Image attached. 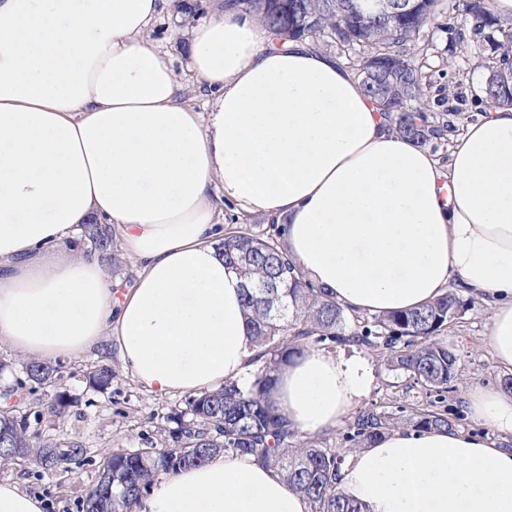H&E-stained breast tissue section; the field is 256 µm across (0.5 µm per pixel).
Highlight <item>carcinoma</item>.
I'll return each mask as SVG.
<instances>
[{
    "mask_svg": "<svg viewBox=\"0 0 512 512\" xmlns=\"http://www.w3.org/2000/svg\"><path fill=\"white\" fill-rule=\"evenodd\" d=\"M352 0H252L256 14L285 39L324 38L342 54L357 55L354 67L366 95L391 121L397 133L421 145L441 137L448 122L434 125L425 96L424 75L414 57L422 52L416 36L435 18L440 0H423L418 12L396 21L360 17ZM466 14L475 22L474 34L499 28L496 61L491 71L498 83L483 88L481 101L492 107H512V29L487 7L485 0H468ZM386 66L385 82L366 78L375 64ZM90 248L122 264L115 249L114 230L107 224L84 225ZM224 261L244 280L248 324L260 351L249 363L261 362L246 384L226 381L216 391L189 397L184 410L173 417L171 448H137L111 453L97 485L84 502V512H132L133 504L153 479L195 464L219 453L249 455L278 469L306 495L312 512H364L357 503L338 493L336 481L344 461L339 448L292 428L271 401L281 366L304 349L319 344L353 342L381 350L387 365L441 394L453 389L458 357L443 340L448 324L465 313L468 303L449 291L421 308L386 315L350 314L316 288L288 257L284 229L258 235L235 230L224 232ZM30 390H55L47 402L32 406L35 422L44 415L61 418L71 406L67 393L58 390L61 366L28 361ZM90 384L100 390L112 384V367L94 365ZM29 416L0 409V465L13 463L15 448L43 470L65 467L87 454L76 440L60 441L29 431ZM454 421L444 410L421 409L409 416L395 411L365 408L349 422L345 444L351 450L367 448L395 428L451 430Z\"/></svg>",
    "mask_w": 512,
    "mask_h": 512,
    "instance_id": "obj_1",
    "label": "carcinoma"
}]
</instances>
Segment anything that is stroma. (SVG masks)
Masks as SVG:
<instances>
[{"instance_id":"stroma-1","label":"stroma","mask_w":512,"mask_h":512,"mask_svg":"<svg viewBox=\"0 0 512 512\" xmlns=\"http://www.w3.org/2000/svg\"><path fill=\"white\" fill-rule=\"evenodd\" d=\"M442 27L424 29L419 37L427 45L426 55L419 62L427 76L429 102L445 101L447 106L461 105L468 118L484 111L479 101L482 87L492 64L494 53L490 39H476L470 34L463 0H444ZM213 0H193L189 10L165 7L150 33L163 51L168 52L176 72H184L185 31L208 18ZM489 309L480 301H472L468 310L455 320L444 336L458 356L460 379L455 391L443 402L457 428L483 432L484 427L468 412L463 391L470 386L495 387L503 375L490 351L486 334ZM327 355L338 359H365L370 371L371 386L361 398L360 407L379 406L390 411L412 412L429 407L433 396L403 373L390 370L380 352L356 344H332ZM111 365L114 372L111 386L99 391L90 386L86 369L95 362ZM62 388L74 404L67 416L43 421L39 430L56 439H75L88 450L86 458L71 462L63 470H40L19 460L0 467V481L18 483L29 493L47 503L46 512H82L87 493L96 485L107 453L122 449L171 447V437L154 439L153 431L174 412L185 409L187 397L146 393L125 371L116 351L103 355L88 354L65 359L62 367ZM26 373L22 358L10 350H0V394L10 393V403L20 413H27L34 395L18 390Z\"/></svg>"}]
</instances>
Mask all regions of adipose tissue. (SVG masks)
<instances>
[{"instance_id":"adipose-tissue-1","label":"adipose tissue","mask_w":512,"mask_h":512,"mask_svg":"<svg viewBox=\"0 0 512 512\" xmlns=\"http://www.w3.org/2000/svg\"><path fill=\"white\" fill-rule=\"evenodd\" d=\"M164 0H0V343L77 358L111 337L152 394L243 379L254 352L243 281L224 263L212 197L286 227L305 275L346 311L410 310L451 283L488 304L496 361L512 370V108L457 118L440 163L397 134L335 55L279 41L245 4L186 41L200 112L149 35ZM120 226L133 287L83 225ZM360 362L307 350L272 400L315 435L346 420ZM464 399L486 431L397 429L340 468L366 512H512V394ZM133 512H311L254 457L219 454L160 475Z\"/></svg>"}]
</instances>
